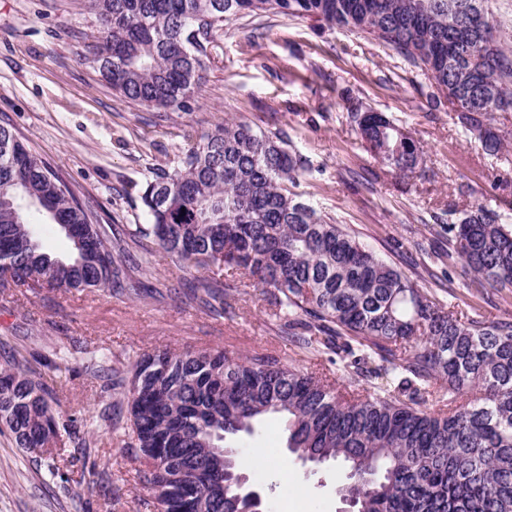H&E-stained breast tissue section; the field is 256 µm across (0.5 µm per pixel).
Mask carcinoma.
<instances>
[{
	"instance_id": "obj_1",
	"label": "carcinoma",
	"mask_w": 512,
	"mask_h": 512,
	"mask_svg": "<svg viewBox=\"0 0 512 512\" xmlns=\"http://www.w3.org/2000/svg\"><path fill=\"white\" fill-rule=\"evenodd\" d=\"M489 0H86L101 43L87 61L123 98L189 112L201 57L223 23L244 15L315 19L368 34L429 76L458 106L459 123L497 154L512 130L489 109L512 110V56L495 37ZM491 39L485 81L459 43ZM392 173L423 164L420 142L380 112H348ZM309 170L288 132L246 120L220 123L146 182V223L108 232L66 178L0 126V289L124 288L138 293L161 250L203 279L199 305L260 288L295 347L342 356L346 383L305 373L264 352L164 349L140 356L125 390L127 438L157 512H268L240 490L234 442L275 417L286 450L315 467L347 470L355 512H512V321L486 323L444 305L354 233L295 191ZM64 224L71 254L36 238L30 214ZM448 259L480 285L512 288V230L481 205L447 225ZM143 256H130L128 244ZM46 379L14 357L0 370V426L16 447L59 474L60 423L49 399L65 368Z\"/></svg>"
}]
</instances>
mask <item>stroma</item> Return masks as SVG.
<instances>
[{
	"instance_id": "stroma-1",
	"label": "stroma",
	"mask_w": 512,
	"mask_h": 512,
	"mask_svg": "<svg viewBox=\"0 0 512 512\" xmlns=\"http://www.w3.org/2000/svg\"><path fill=\"white\" fill-rule=\"evenodd\" d=\"M97 42L85 0H0V125L61 170L101 223H144L147 180L224 118L283 127L310 162L298 186L306 200L412 280L428 275L439 302L487 322L512 321V292L472 284L460 264L444 259L442 224L449 212L476 201L512 215V150L487 154L451 106L433 103L426 72L394 50L319 21L245 16L216 31L193 111L156 112L122 98L90 66L86 56ZM352 104L384 113L421 141L422 175L396 176L370 153L347 119ZM200 275L159 252L133 297L46 288L0 294V367L8 348L47 376L69 364L50 402L69 425L60 437L62 471L79 477L86 439L108 464L92 486L67 492L0 433V512H156L145 504L132 450L100 418L107 408L125 411L123 393L104 389L89 362L126 373L143 354L166 347L258 351L304 371L342 374L328 356L298 352L259 289L241 291L221 315L200 308L193 297ZM285 446L276 419L238 444L239 467L271 512H342L344 469L311 471L287 457ZM258 452L287 458V482L252 465Z\"/></svg>"
}]
</instances>
